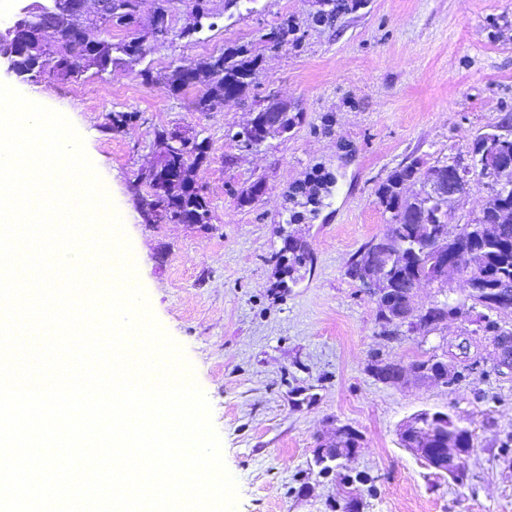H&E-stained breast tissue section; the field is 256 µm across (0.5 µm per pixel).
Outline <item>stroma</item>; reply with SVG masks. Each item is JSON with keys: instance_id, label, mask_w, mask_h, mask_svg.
<instances>
[{"instance_id": "1", "label": "stroma", "mask_w": 512, "mask_h": 512, "mask_svg": "<svg viewBox=\"0 0 512 512\" xmlns=\"http://www.w3.org/2000/svg\"><path fill=\"white\" fill-rule=\"evenodd\" d=\"M194 28L188 0H170L169 34L152 36L153 6L113 26V43L139 38L141 57L114 52L107 71L60 82L5 83L64 114L84 140L117 211L135 268L165 332L183 347L205 393L226 469L238 482L236 512H336L335 473L316 458L337 427L359 436L342 460L359 512H512V375L499 374L491 340L474 316L390 336L375 297L346 274L356 253L383 236L389 215L375 189L399 164L468 162L475 138L512 122V0H204ZM243 48L255 63L238 97L210 111L199 86L171 92L177 69ZM157 76L143 83L141 71ZM296 120L246 148L233 135L270 103ZM113 112L132 114L119 131ZM206 142L194 165L205 225L155 223L140 180L161 133ZM263 192L247 200L253 184ZM305 258L290 265L289 241ZM465 303L452 275L421 282L416 308ZM437 356L478 368L455 386L415 378L392 384L377 360L409 365ZM444 412L469 428L474 450L464 484L436 472L399 441L414 414Z\"/></svg>"}]
</instances>
